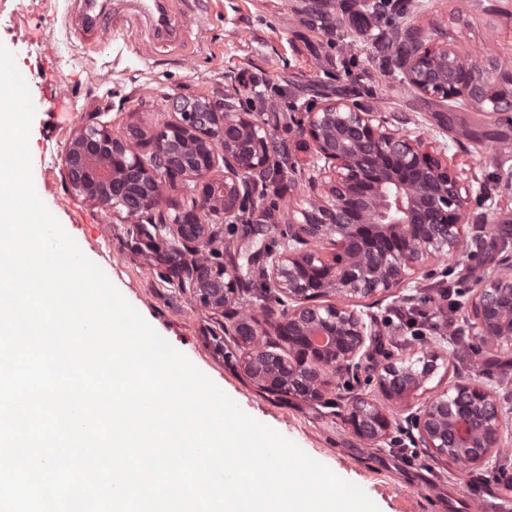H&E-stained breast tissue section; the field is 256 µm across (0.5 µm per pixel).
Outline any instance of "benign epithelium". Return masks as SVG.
Listing matches in <instances>:
<instances>
[{
  "mask_svg": "<svg viewBox=\"0 0 512 512\" xmlns=\"http://www.w3.org/2000/svg\"><path fill=\"white\" fill-rule=\"evenodd\" d=\"M404 81L422 95L442 102L462 101L480 109L512 112V70L497 59H464L451 46L417 48L399 65ZM227 93L216 100L172 101L181 118L159 126L144 159L112 136L106 126L86 124L65 154L68 182L77 195L105 208L119 209L149 242L170 237L199 253L210 237L206 217L223 214L228 225L248 222L263 231L253 189L278 177L264 124L237 112ZM400 119L345 99L310 106L299 134L314 149L306 207L288 212V245L265 253L269 293L284 306L275 325L288 356L261 343L267 321L239 317L232 335L249 346L244 371L271 394L318 400L327 375L357 364L373 342L372 316L361 306L402 288L410 272L461 254L463 225L487 224L491 216H471L466 187L448 161L447 146L423 148L396 126ZM224 161V181L204 177ZM193 179L192 206L168 218L157 212L162 178ZM153 230H148V227ZM311 243H328V257ZM199 301L222 309L236 299L242 279L217 263L198 261L187 282ZM473 328L483 341L512 348V274H485L470 301ZM441 356L431 350L384 368L377 391L393 406L408 403L438 370ZM424 447L459 466L489 463L503 448L504 422L491 391L457 383L415 415ZM346 423L358 438L376 442L392 427L389 411L370 398L355 400Z\"/></svg>",
  "mask_w": 512,
  "mask_h": 512,
  "instance_id": "7a95c632",
  "label": "benign epithelium"
}]
</instances>
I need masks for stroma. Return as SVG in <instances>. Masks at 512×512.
<instances>
[{"instance_id":"1","label":"stroma","mask_w":512,"mask_h":512,"mask_svg":"<svg viewBox=\"0 0 512 512\" xmlns=\"http://www.w3.org/2000/svg\"><path fill=\"white\" fill-rule=\"evenodd\" d=\"M320 2L316 13L309 0H185L183 22L190 32L171 43L156 37L128 0L117 4L98 42L75 32V0H0V44L13 52L35 106L29 138L35 189L83 253L163 338L246 414L362 487L380 512H512L507 486L512 441L498 458L473 468L453 465L424 448L425 464L419 467L404 462L391 440L362 441L345 422L355 397L375 394L379 369L424 349L442 351L444 358L415 395L414 406L467 381L495 392L512 418V353L473 335L466 305L473 284H466L458 299L462 340L429 332L414 341L385 322L399 307L438 315L435 295L452 266H476L485 273L512 266V184L505 180L512 173V155L501 150L503 141L512 142V112L437 104L404 82L379 51L408 24L418 28L424 43H452L472 61L491 55L510 70L512 0H385L372 9L362 0ZM226 93L233 94L237 111L265 122L295 167L264 187L263 233L250 224L230 226L211 217L213 262L233 263L245 283L234 303L212 310L192 290L179 287L167 243L148 245L124 215L75 194L64 156L75 133L92 118L119 138H129L130 127H139L143 135L129 139L130 147L149 156L152 132L178 118L173 99ZM336 96L402 117L404 130L423 141L446 143L449 160L474 189L472 213L491 211L493 221L466 225L467 237L481 242L458 264L416 272L407 288L372 308L377 336L370 359L331 376L325 401L312 403L259 389L243 372L244 347L224 328L231 315L244 311L271 323L280 316L281 305L264 296L263 256L281 249L289 207L306 205L309 197L312 150L298 125L308 105ZM229 241L235 245L231 257L224 251Z\"/></svg>"}]
</instances>
